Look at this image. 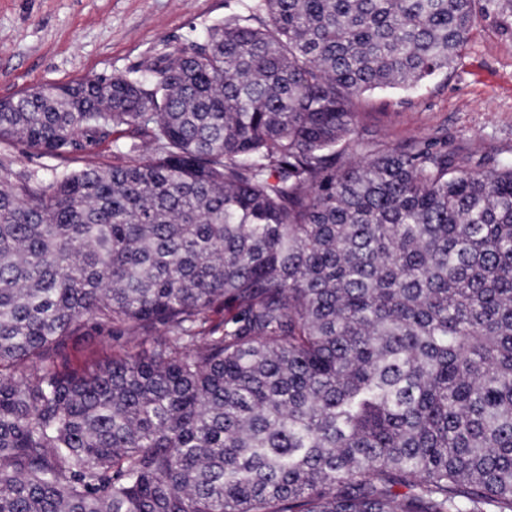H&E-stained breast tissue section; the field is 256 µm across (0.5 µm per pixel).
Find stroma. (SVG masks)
Segmentation results:
<instances>
[{
	"mask_svg": "<svg viewBox=\"0 0 512 512\" xmlns=\"http://www.w3.org/2000/svg\"><path fill=\"white\" fill-rule=\"evenodd\" d=\"M236 8V0H0V98L86 77L145 69ZM380 139H422L477 157L512 156V40L481 22L453 66L414 89L354 98ZM120 346L71 343L65 366L94 367Z\"/></svg>",
	"mask_w": 512,
	"mask_h": 512,
	"instance_id": "obj_1",
	"label": "stroma"
}]
</instances>
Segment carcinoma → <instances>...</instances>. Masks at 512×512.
<instances>
[{"instance_id":"1","label":"carcinoma","mask_w":512,"mask_h":512,"mask_svg":"<svg viewBox=\"0 0 512 512\" xmlns=\"http://www.w3.org/2000/svg\"><path fill=\"white\" fill-rule=\"evenodd\" d=\"M480 19L512 39V0H238L0 100L1 146L131 138L0 160V512H512V159L352 111ZM94 335L151 347L62 368ZM129 141L128 138H121L117 144L106 142L92 150L91 158L99 166H111L123 157V144ZM2 154L12 160L14 166L20 170L35 171L39 176L49 178L57 169L62 171L66 166L63 162L50 156L27 155L21 147L2 148Z\"/></svg>"}]
</instances>
